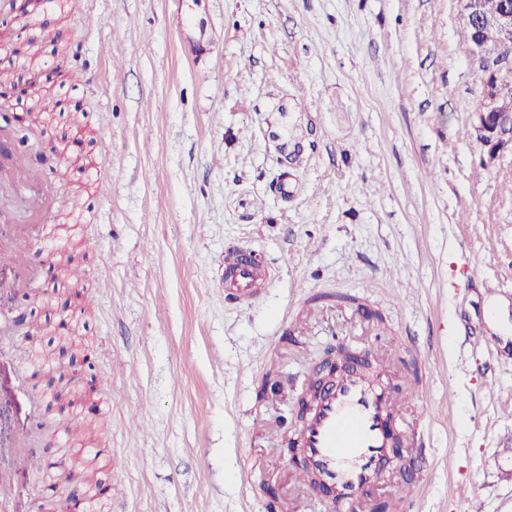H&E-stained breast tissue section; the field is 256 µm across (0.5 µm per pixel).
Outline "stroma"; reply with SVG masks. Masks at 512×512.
I'll list each match as a JSON object with an SVG mask.
<instances>
[{
  "instance_id": "stroma-1",
  "label": "stroma",
  "mask_w": 512,
  "mask_h": 512,
  "mask_svg": "<svg viewBox=\"0 0 512 512\" xmlns=\"http://www.w3.org/2000/svg\"><path fill=\"white\" fill-rule=\"evenodd\" d=\"M458 31L455 0H74L23 26L1 8L0 61L32 42L42 78L0 103V232L28 228L0 281L35 272L0 292L25 328L0 361V468L20 434L55 461L76 438L112 450L100 512H333L288 442L343 346L387 366L397 431L430 442L362 512H466L460 486L512 512V155L489 161L470 131L480 63ZM40 97L62 118L35 125ZM230 245L275 269L252 305L224 299ZM62 335L93 385L71 410L47 395ZM12 469L0 512L60 498L58 469Z\"/></svg>"
}]
</instances>
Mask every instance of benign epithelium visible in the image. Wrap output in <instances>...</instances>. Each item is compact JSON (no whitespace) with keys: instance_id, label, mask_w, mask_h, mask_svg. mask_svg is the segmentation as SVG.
<instances>
[{"instance_id":"7a95c632","label":"benign epithelium","mask_w":512,"mask_h":512,"mask_svg":"<svg viewBox=\"0 0 512 512\" xmlns=\"http://www.w3.org/2000/svg\"><path fill=\"white\" fill-rule=\"evenodd\" d=\"M461 26L473 34L470 55L482 63L480 107L473 112L471 129L488 147L489 161L504 151L512 152V0H503L498 10H485L483 0H457ZM73 357L67 376L49 384L58 393L84 382L82 365ZM371 368L368 354L341 347L335 358L324 360L315 370L301 398L297 425L307 424L330 386L351 371L366 375Z\"/></svg>"}]
</instances>
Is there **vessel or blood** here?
I'll list each match as a JSON object with an SVG mask.
<instances>
[{
	"instance_id": "vessel-or-blood-1",
	"label": "vessel or blood",
	"mask_w": 512,
	"mask_h": 512,
	"mask_svg": "<svg viewBox=\"0 0 512 512\" xmlns=\"http://www.w3.org/2000/svg\"><path fill=\"white\" fill-rule=\"evenodd\" d=\"M275 278L249 246L224 253V291L240 304L257 299ZM398 407L393 387L374 384L358 374L337 381L302 434L306 464L323 471L337 488L336 512H357L358 491L389 457L385 423Z\"/></svg>"
}]
</instances>
